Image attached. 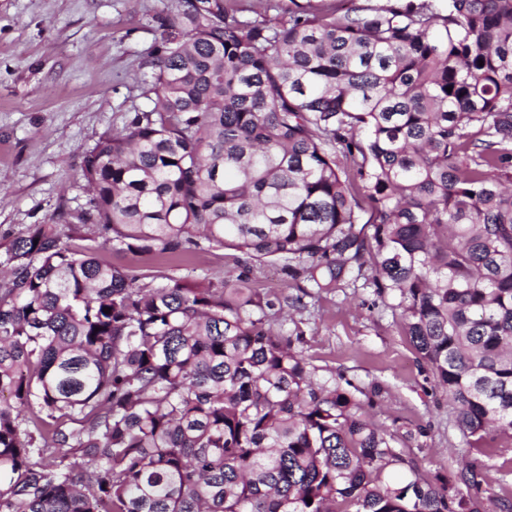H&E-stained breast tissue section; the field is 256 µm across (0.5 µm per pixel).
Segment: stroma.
Segmentation results:
<instances>
[{"label": "stroma", "instance_id": "stroma-1", "mask_svg": "<svg viewBox=\"0 0 512 512\" xmlns=\"http://www.w3.org/2000/svg\"><path fill=\"white\" fill-rule=\"evenodd\" d=\"M179 0H0V252L31 224L89 207L82 154L148 109L159 16ZM101 259L148 280L236 277L240 253L207 248L179 257ZM391 297L346 287L275 316L303 332L301 354L365 388L381 387L372 419L397 433L395 449L416 475L441 483L475 464L491 502L512 500V437L489 432L485 451H466L452 404L405 335Z\"/></svg>", "mask_w": 512, "mask_h": 512}]
</instances>
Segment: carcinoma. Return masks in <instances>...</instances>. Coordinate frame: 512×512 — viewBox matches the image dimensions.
I'll list each match as a JSON object with an SVG mask.
<instances>
[{"mask_svg": "<svg viewBox=\"0 0 512 512\" xmlns=\"http://www.w3.org/2000/svg\"><path fill=\"white\" fill-rule=\"evenodd\" d=\"M291 3L160 17L153 106L84 153L88 211L0 253V512H480L474 465L384 478L405 460L371 398L271 324L302 298L97 256L360 280L466 444L512 434V0ZM227 3L233 6L237 16L242 19H253L261 13L271 22L280 20L288 7H292L290 0H229ZM101 259L127 269L135 270L145 278L142 282H168L193 277H231L242 271V255L230 249L206 248L179 257L155 254L132 257L112 251L111 246L99 252Z\"/></svg>", "mask_w": 512, "mask_h": 512, "instance_id": "1", "label": "carcinoma"}]
</instances>
